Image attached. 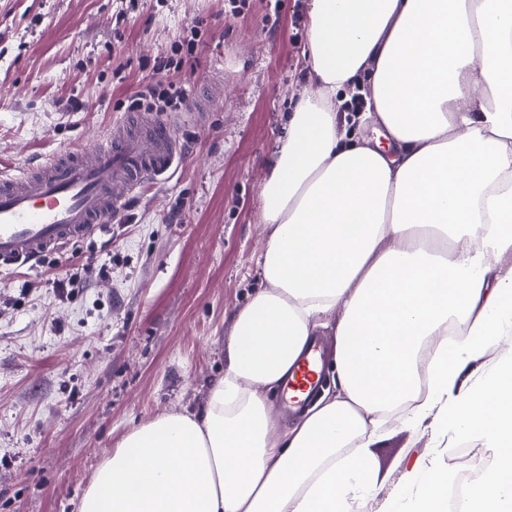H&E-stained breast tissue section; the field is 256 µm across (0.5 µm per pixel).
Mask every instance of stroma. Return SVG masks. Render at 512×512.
<instances>
[{
	"label": "stroma",
	"mask_w": 512,
	"mask_h": 512,
	"mask_svg": "<svg viewBox=\"0 0 512 512\" xmlns=\"http://www.w3.org/2000/svg\"><path fill=\"white\" fill-rule=\"evenodd\" d=\"M310 3L0 0L5 173L101 143L143 83L223 88L202 119L169 113L185 154L121 220L38 270L0 271V512H80L128 432L203 407L234 315L264 286L262 189L311 81ZM86 264L109 274L55 287ZM382 430L388 492L438 439L397 418Z\"/></svg>",
	"instance_id": "35a3bbf8"
}]
</instances>
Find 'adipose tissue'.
<instances>
[{"mask_svg":"<svg viewBox=\"0 0 512 512\" xmlns=\"http://www.w3.org/2000/svg\"><path fill=\"white\" fill-rule=\"evenodd\" d=\"M312 91L263 186L265 288L235 315L201 412L130 431L81 512H446L448 465L424 453L372 510L385 416L494 452L461 512H512V0H313ZM367 75L350 140L336 121ZM335 393L274 418L319 329ZM478 384H469L468 375Z\"/></svg>","mask_w":512,"mask_h":512,"instance_id":"ef3b65f1","label":"adipose tissue"}]
</instances>
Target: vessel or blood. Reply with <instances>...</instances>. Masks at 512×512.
<instances>
[{
  "label": "vessel or blood",
  "instance_id": "1",
  "mask_svg": "<svg viewBox=\"0 0 512 512\" xmlns=\"http://www.w3.org/2000/svg\"><path fill=\"white\" fill-rule=\"evenodd\" d=\"M181 152L170 122L142 112L115 123L107 144L0 175V267L36 265L120 217L142 184L166 173ZM319 362L318 349H306L288 377L289 402L314 396L322 380Z\"/></svg>",
  "mask_w": 512,
  "mask_h": 512
}]
</instances>
